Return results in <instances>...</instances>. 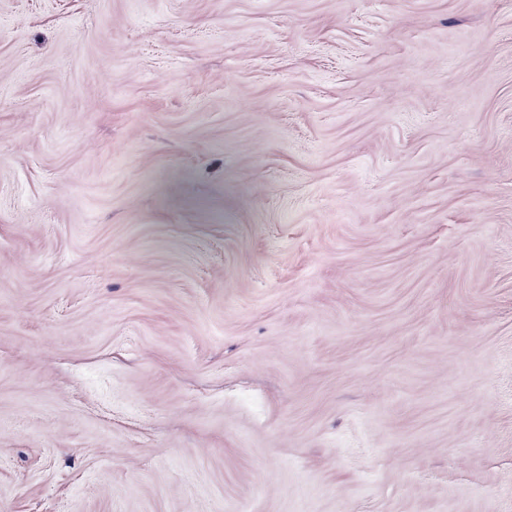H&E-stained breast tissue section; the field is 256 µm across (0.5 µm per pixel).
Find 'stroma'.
I'll return each mask as SVG.
<instances>
[{
  "instance_id": "stroma-1",
  "label": "stroma",
  "mask_w": 512,
  "mask_h": 512,
  "mask_svg": "<svg viewBox=\"0 0 512 512\" xmlns=\"http://www.w3.org/2000/svg\"><path fill=\"white\" fill-rule=\"evenodd\" d=\"M0 512H512V0H0Z\"/></svg>"
}]
</instances>
